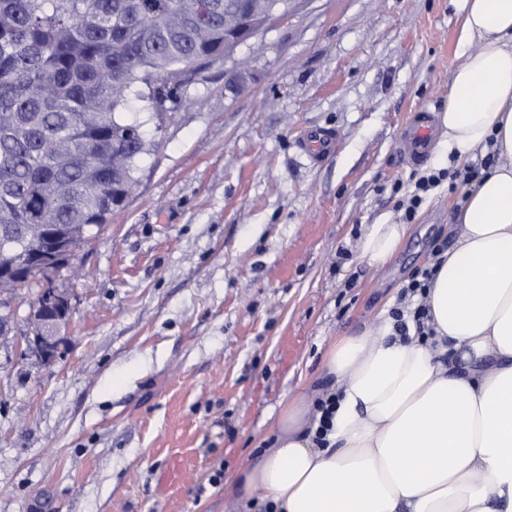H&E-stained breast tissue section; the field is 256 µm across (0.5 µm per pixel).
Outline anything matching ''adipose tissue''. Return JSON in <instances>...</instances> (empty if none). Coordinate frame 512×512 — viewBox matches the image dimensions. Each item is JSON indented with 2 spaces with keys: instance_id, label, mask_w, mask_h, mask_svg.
<instances>
[{
  "instance_id": "ef3b65f1",
  "label": "adipose tissue",
  "mask_w": 512,
  "mask_h": 512,
  "mask_svg": "<svg viewBox=\"0 0 512 512\" xmlns=\"http://www.w3.org/2000/svg\"><path fill=\"white\" fill-rule=\"evenodd\" d=\"M457 2L463 52L441 139L458 163L487 147L503 162L469 191L428 289L435 345L394 337L387 320L334 341L327 446L307 394L289 397L230 496L275 512H512V0ZM406 233L378 219L363 257L385 267Z\"/></svg>"
}]
</instances>
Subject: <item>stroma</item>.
Wrapping results in <instances>:
<instances>
[{"mask_svg":"<svg viewBox=\"0 0 512 512\" xmlns=\"http://www.w3.org/2000/svg\"><path fill=\"white\" fill-rule=\"evenodd\" d=\"M453 0H304L184 86L124 207L54 274L74 307L56 362L0 342V512H258L228 496L288 397L330 391L331 342L377 327L451 249L463 185L413 218L421 165L395 142L442 110L460 62ZM336 137L313 163L305 131ZM407 224L395 260L361 243ZM407 224H387L380 218L371 224L362 243V255L369 265L385 267L398 252L407 233Z\"/></svg>","mask_w":512,"mask_h":512,"instance_id":"35a3bbf8","label":"stroma"}]
</instances>
